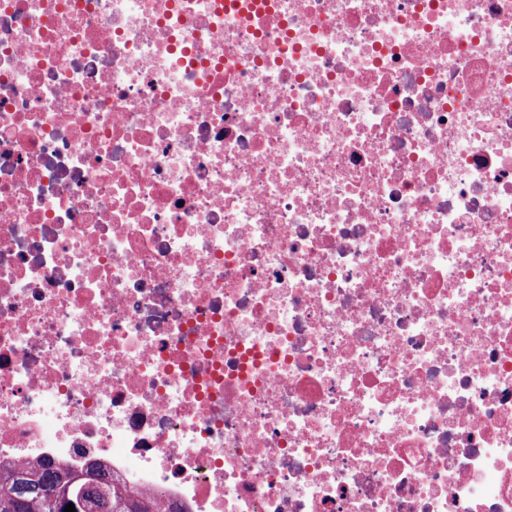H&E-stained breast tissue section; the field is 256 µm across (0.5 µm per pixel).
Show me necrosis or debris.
<instances>
[{
    "label": "necrosis or debris",
    "mask_w": 512,
    "mask_h": 512,
    "mask_svg": "<svg viewBox=\"0 0 512 512\" xmlns=\"http://www.w3.org/2000/svg\"><path fill=\"white\" fill-rule=\"evenodd\" d=\"M160 512H512V0H0V465Z\"/></svg>",
    "instance_id": "1"
}]
</instances>
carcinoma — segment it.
Instances as JSON below:
<instances>
[{
	"label": "carcinoma",
	"mask_w": 512,
	"mask_h": 512,
	"mask_svg": "<svg viewBox=\"0 0 512 512\" xmlns=\"http://www.w3.org/2000/svg\"><path fill=\"white\" fill-rule=\"evenodd\" d=\"M71 488L69 502L82 512L84 502L93 512H154L155 502L137 498L112 484L104 473H61L50 466L0 468V512H64L67 504L58 492Z\"/></svg>",
	"instance_id": "obj_1"
}]
</instances>
